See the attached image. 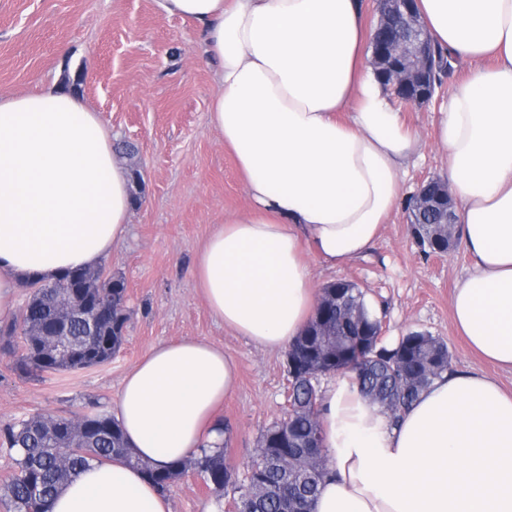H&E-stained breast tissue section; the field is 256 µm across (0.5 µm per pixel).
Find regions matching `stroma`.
<instances>
[{
    "instance_id": "stroma-1",
    "label": "stroma",
    "mask_w": 512,
    "mask_h": 512,
    "mask_svg": "<svg viewBox=\"0 0 512 512\" xmlns=\"http://www.w3.org/2000/svg\"><path fill=\"white\" fill-rule=\"evenodd\" d=\"M202 35L191 20L160 14L153 0H0V96L57 85L97 112L113 142L136 144L120 155L137 199L128 232L101 263L126 286L129 321L111 362L42 380L19 376L12 354L0 350V422L37 413L80 416L113 411L126 374L155 345L187 338L223 348L238 364V384L224 401L227 460L245 473L263 430L287 410L285 354L262 351L213 317L189 269L196 252L227 215L249 205L244 178L222 134L209 121L216 73L203 58ZM436 103L405 109L424 142L409 166L404 194L422 180L445 177L448 159L435 143ZM470 258L462 240L443 257L426 254L399 206L367 257L331 269L313 262L317 287L356 284L382 319L392 344L412 332L444 341L451 368L495 378L512 391V371L480 358L459 335L451 301ZM167 496L172 512H232V494L217 495L188 473Z\"/></svg>"
}]
</instances>
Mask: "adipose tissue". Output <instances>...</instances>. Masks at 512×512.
I'll use <instances>...</instances> for the list:
<instances>
[{"instance_id":"ef3b65f1","label":"adipose tissue","mask_w":512,"mask_h":512,"mask_svg":"<svg viewBox=\"0 0 512 512\" xmlns=\"http://www.w3.org/2000/svg\"><path fill=\"white\" fill-rule=\"evenodd\" d=\"M195 21L219 88L209 119L245 178L249 208L225 218L190 275L212 315L260 349L288 347L316 308L309 256L364 257L403 199L423 150L370 66L363 0H154ZM432 41L493 57L454 83L435 137L470 268L452 299L469 345L512 370V0H418ZM130 175L77 94L0 97V321L19 279L98 266L128 230ZM237 365L198 339L154 346L115 406L127 444L167 467L224 444L219 410ZM333 459L313 512H512V392L444 374L391 422L351 376L322 391ZM50 512H172L139 468L115 460L72 477Z\"/></svg>"}]
</instances>
